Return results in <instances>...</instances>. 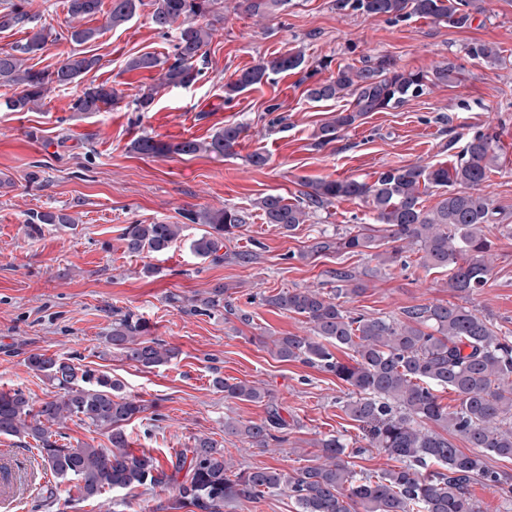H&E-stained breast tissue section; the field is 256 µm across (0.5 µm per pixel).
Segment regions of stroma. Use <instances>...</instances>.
Returning a JSON list of instances; mask_svg holds the SVG:
<instances>
[{"instance_id":"stroma-1","label":"stroma","mask_w":512,"mask_h":512,"mask_svg":"<svg viewBox=\"0 0 512 512\" xmlns=\"http://www.w3.org/2000/svg\"><path fill=\"white\" fill-rule=\"evenodd\" d=\"M485 7L471 27L454 28L416 16L369 17L337 0H290L285 11L266 18L248 15L240 0H218L205 18L214 28L206 77L164 90L148 112L134 111L132 101L158 74L128 70L127 62L146 52L167 55L174 36L158 34L146 7L118 28L108 27L105 9L83 19L98 31L83 49L99 63L77 83L50 91L31 112L7 110L14 90L0 86V390L19 388L36 402L53 394L27 365L33 353L74 357L109 372L125 394L148 406L127 426L133 449L162 462L194 437L208 436L223 445L235 470L291 472L317 464L321 439L361 441L359 424L343 410L346 383L298 361H279L266 347L271 336L312 333L307 319L270 307L266 297L306 287L333 293V274L342 269L364 286L343 299L344 308L396 317L410 305L451 301L448 275L414 262L383 269L366 253L307 256L311 238L370 223L372 213L361 201L334 203L290 232L264 223L253 203L270 193L295 197L305 180L370 182L391 167L451 164L478 131L499 132L512 146V0H486ZM483 42L498 46L501 65L468 58V47ZM298 48L319 80L338 66L359 67L382 56L396 68L427 75L449 61L460 71L451 83L371 113L320 145L315 132L349 108V98L315 102L298 76L274 74L224 100L225 83L242 69ZM101 84L117 92V105L72 110L85 88ZM274 102L287 117L284 125L269 122L266 107ZM231 123L244 125L246 135L223 157H144L132 149L145 135L173 143L203 140ZM257 151L269 159L261 169L249 162ZM485 192L503 224L489 235L493 275L468 305L512 333V150ZM225 206L251 211L227 244L231 251L259 244L250 265L214 264L190 249L203 227L187 220V212ZM32 211L64 213L75 223L46 224L33 233L27 226ZM157 222L181 225L177 243L164 253L129 256L123 228ZM218 283L228 287L236 313L181 311V301ZM116 311L143 317L151 337L176 347L177 357L149 369L113 350L106 338ZM217 376L269 390L288 423L285 442L262 450L225 435V420L258 421L266 408L225 398L213 385ZM175 496L172 489L139 486L80 501L74 482L44 469L33 443L0 436V512H154Z\"/></svg>"}]
</instances>
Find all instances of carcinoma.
I'll use <instances>...</instances> for the list:
<instances>
[{
    "label": "carcinoma",
    "mask_w": 512,
    "mask_h": 512,
    "mask_svg": "<svg viewBox=\"0 0 512 512\" xmlns=\"http://www.w3.org/2000/svg\"><path fill=\"white\" fill-rule=\"evenodd\" d=\"M217 0H112L107 22L112 28L129 22L137 11L150 5L151 22L166 36L178 30L171 54L161 58L144 53L128 60L130 71H160L159 83L135 101L136 110L149 112L166 87L193 84L206 75V50L214 29L198 23L212 11ZM484 0H342L371 17H429L461 28L485 13ZM28 0H9L0 10V30L21 25L26 38L0 51V85L19 92L5 101L14 112L38 107L44 95L76 82L98 64V58L73 51L54 67L37 69L28 61L56 42L61 35L40 23L30 13ZM252 16L274 15L288 0H242ZM67 13L84 19L101 11L102 0H66ZM97 30L72 27L67 39L76 45L93 40ZM470 59L485 64L502 62L500 50L491 43L468 47ZM305 54L288 51L262 58L224 84L229 101L245 89L258 85L275 73L303 69ZM457 73L454 63L437 66L433 78L413 71L398 70L387 58L367 61L361 67L346 65L325 81L310 85L312 101L352 98V108L336 113L316 132L319 144L336 140L340 130L353 126L373 112L393 109L409 98L426 93L428 86L444 84ZM118 103L116 91L105 85L87 88L74 99L75 112H100ZM246 132L240 124H227L210 140L163 142L142 137L134 150L144 156L200 153L222 156L233 152ZM498 140L494 133H474L453 166L409 165L381 172L371 183L345 179H319L301 183L303 190L290 201L278 194L260 197L254 206L267 224L291 231L306 223L310 214L337 201L362 200L373 218L333 238H313L308 254L330 251L362 253L376 250L379 265H393L402 253L414 250L418 263L428 269L448 271V290L467 299L491 279L492 241L486 229L493 223L495 209L482 186L498 168ZM442 190L430 209L422 195ZM244 209L224 207L191 213L188 220L205 226L191 243L202 259L221 263L226 259L246 265L257 252L251 248L222 252L224 241L248 223ZM67 214L33 212L29 227L71 224ZM179 224H129L122 240L130 254L162 253L178 240ZM336 294L319 288H298L267 298L269 306L304 316L312 325V336H278L271 339V352L282 362L300 361L331 372L351 387L344 411L364 430L365 444L348 448L335 436L317 442L318 464L293 472L264 467L233 473V463L224 449L209 437H196L189 448L168 458L167 465L131 448L126 425L146 411L142 401L122 394V384L111 375L74 364L70 357L35 353L27 358L31 370L44 376L55 394L35 404L21 389L0 391V435L32 439L39 456L55 477L77 481L84 499L101 495L104 489L123 490L133 486L172 487L178 491L168 506L157 509L191 508L193 512H223L224 503L250 501L267 493L286 492L295 499L298 512H481L471 486H486L512 494L508 479L489 468L483 454L512 459V336L466 306L429 303L406 307L399 318L355 315L338 299L363 291V285L345 270L335 273ZM227 287L217 284L207 296L192 298L181 310L191 315H211L221 310L232 313ZM147 326L131 312L112 321L107 341L126 359L153 368L178 355L176 348L146 337ZM350 349L354 363L342 362L332 348ZM213 385L228 398L267 402L264 419L224 421V432L256 448L266 449L283 441L286 421L277 406L266 401L269 392L246 381L230 383L217 376ZM450 389L458 404L450 410L435 391ZM107 433L108 448L75 447L55 425L71 417ZM465 440L481 452L466 454L453 438ZM376 448L397 462L379 474H359L347 457Z\"/></svg>",
    "instance_id": "obj_1"
}]
</instances>
